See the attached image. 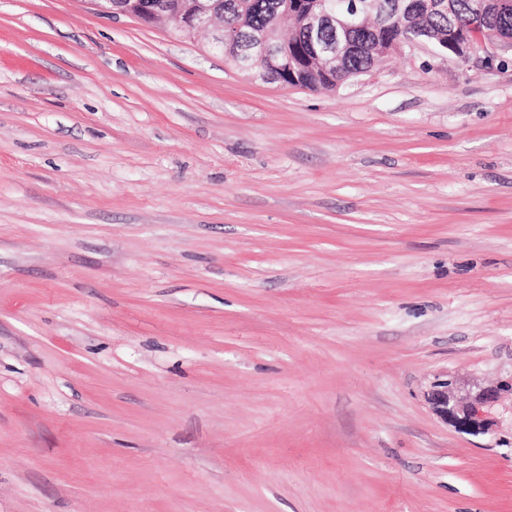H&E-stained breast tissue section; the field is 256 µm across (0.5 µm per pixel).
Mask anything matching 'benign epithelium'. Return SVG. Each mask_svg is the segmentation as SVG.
<instances>
[{
    "mask_svg": "<svg viewBox=\"0 0 512 512\" xmlns=\"http://www.w3.org/2000/svg\"><path fill=\"white\" fill-rule=\"evenodd\" d=\"M172 0H136L124 4V0H95L101 11L134 17L143 22L176 19L177 24L191 34L214 29L216 35L212 45L224 53V59L241 72L249 71L248 61L252 56L280 57V48L275 39L265 30H224L219 13L205 7L190 12L173 11ZM507 0H470V23L461 30L448 24V33H431L421 36L415 32V19L422 7L446 15L450 13L448 0H336L321 11H314L302 0L294 3V13L304 28V38L310 47L311 64L338 74L345 69L352 54L353 33L370 24L374 14L396 16L404 32L372 45L371 53L387 56L411 48L421 42H431L439 49L451 52L466 63L471 56L487 43L500 41L512 48V35H503L487 28L486 19L493 8H502ZM448 381L437 383L430 395L435 413L444 421L460 430L480 434L488 430L491 422L490 409L504 389L512 390V380L501 383L495 390L476 388L468 391L464 401L452 400L448 396Z\"/></svg>",
    "mask_w": 512,
    "mask_h": 512,
    "instance_id": "benign-epithelium-1",
    "label": "benign epithelium"
}]
</instances>
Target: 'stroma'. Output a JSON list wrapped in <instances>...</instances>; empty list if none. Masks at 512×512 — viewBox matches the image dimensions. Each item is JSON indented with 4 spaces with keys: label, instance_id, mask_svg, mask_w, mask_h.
<instances>
[{
    "label": "stroma",
    "instance_id": "stroma-1",
    "mask_svg": "<svg viewBox=\"0 0 512 512\" xmlns=\"http://www.w3.org/2000/svg\"><path fill=\"white\" fill-rule=\"evenodd\" d=\"M211 42L0 0V512H512V49ZM448 380L441 381L434 386L430 401L435 413L447 423H451L460 430L480 434L488 430L491 422L490 409L497 401L504 388L512 392V379L502 382L496 390H486L477 387L468 391L469 398L465 401L451 399L448 396Z\"/></svg>",
    "mask_w": 512,
    "mask_h": 512
}]
</instances>
